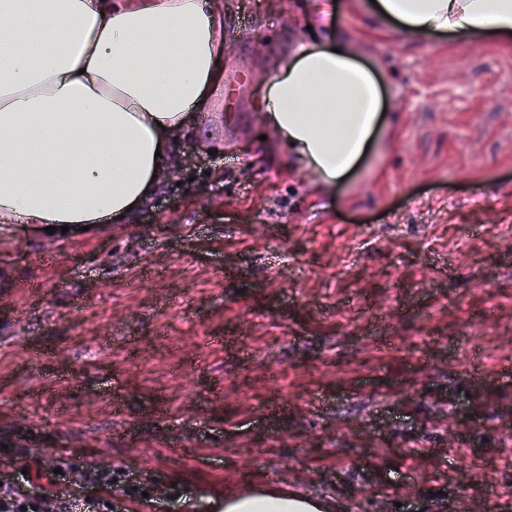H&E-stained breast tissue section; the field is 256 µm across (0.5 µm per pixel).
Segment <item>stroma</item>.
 Here are the masks:
<instances>
[{
	"label": "stroma",
	"instance_id": "obj_1",
	"mask_svg": "<svg viewBox=\"0 0 512 512\" xmlns=\"http://www.w3.org/2000/svg\"><path fill=\"white\" fill-rule=\"evenodd\" d=\"M215 6L231 84L159 192L123 224L0 226V477L64 456L87 495V463L120 469L112 512L259 483L512 512V42L399 38L358 0ZM317 10L388 79L333 194L268 160L253 109Z\"/></svg>",
	"mask_w": 512,
	"mask_h": 512
}]
</instances>
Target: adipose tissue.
<instances>
[{
  "mask_svg": "<svg viewBox=\"0 0 512 512\" xmlns=\"http://www.w3.org/2000/svg\"><path fill=\"white\" fill-rule=\"evenodd\" d=\"M409 38L512 40V0H361ZM211 0H0V224H117L153 193L175 134L199 125L221 79ZM382 73L341 31L276 57L254 102L271 161L335 190L385 121ZM223 512H325L258 487Z\"/></svg>",
  "mask_w": 512,
  "mask_h": 512,
  "instance_id": "adipose-tissue-1",
  "label": "adipose tissue"
}]
</instances>
